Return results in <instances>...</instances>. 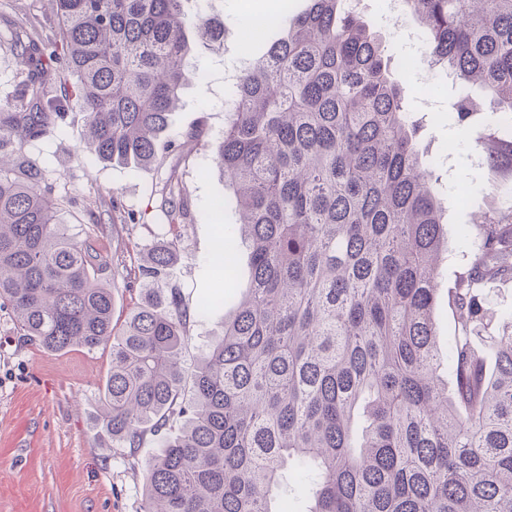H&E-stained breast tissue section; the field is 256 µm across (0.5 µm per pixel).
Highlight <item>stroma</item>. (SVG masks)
Listing matches in <instances>:
<instances>
[{
  "mask_svg": "<svg viewBox=\"0 0 512 512\" xmlns=\"http://www.w3.org/2000/svg\"><path fill=\"white\" fill-rule=\"evenodd\" d=\"M306 6V0H187V11L199 10L223 21L224 47L215 51L205 40H196L193 58L203 78L189 80L183 89L168 130L178 147L160 154L156 163L130 169L97 161L83 149L85 114L75 106L54 135L27 148L28 158L64 199V222L100 240L104 280L112 279L113 267H136L143 249L166 235L170 216L162 188L170 180L178 183L189 217L167 281L180 288L191 308L213 290L215 242L234 220L233 213L218 214L213 208L230 193L211 162L224 133V100L239 70L266 51L267 40L281 35L277 29L265 37L253 34V17L275 15L284 8L296 14ZM358 12L382 33L390 75L405 88L413 117L422 125L423 158L442 177L446 224L436 323L444 337L453 323L447 290L469 261L461 231L479 213L512 206V193L484 187L480 138L489 118L477 115L470 131L460 132L450 109L459 86L429 66L423 50L414 45V19L392 22L389 0H361ZM22 27L53 39L59 31L45 0H0V105L10 101L18 81L10 40ZM196 128L202 129V138L189 140L188 132ZM115 195L133 213V222L113 224L110 199ZM223 319L220 310L191 317L186 374H193L203 349L220 335ZM110 364L105 347L92 352L76 347L59 356L43 351L21 336L10 309L0 302V512H143L141 467L103 449L90 429Z\"/></svg>",
  "mask_w": 512,
  "mask_h": 512,
  "instance_id": "stroma-1",
  "label": "stroma"
}]
</instances>
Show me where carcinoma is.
<instances>
[{
  "label": "carcinoma",
  "instance_id": "obj_1",
  "mask_svg": "<svg viewBox=\"0 0 512 512\" xmlns=\"http://www.w3.org/2000/svg\"><path fill=\"white\" fill-rule=\"evenodd\" d=\"M60 43L19 31L15 103L0 106V299L50 352L112 348L92 426L141 463L143 512H512V329L485 330L482 286L512 280V207L479 216L468 267L448 289L454 325L437 345L438 179L422 161L380 35L342 0H310L240 71L216 149L250 284L204 299L231 305L184 397L191 313L164 282L185 204L141 254L142 303L112 325V284L90 237L59 221L60 199L26 147L52 136L75 100L97 160L157 161L190 76L189 33L222 25L186 0H51ZM433 64L462 91L461 131L489 112V189L512 172V0H404ZM68 70L73 92L59 80ZM489 94L480 104L467 89ZM453 389H448V385ZM304 495L284 507L286 470Z\"/></svg>",
  "mask_w": 512,
  "mask_h": 512
}]
</instances>
